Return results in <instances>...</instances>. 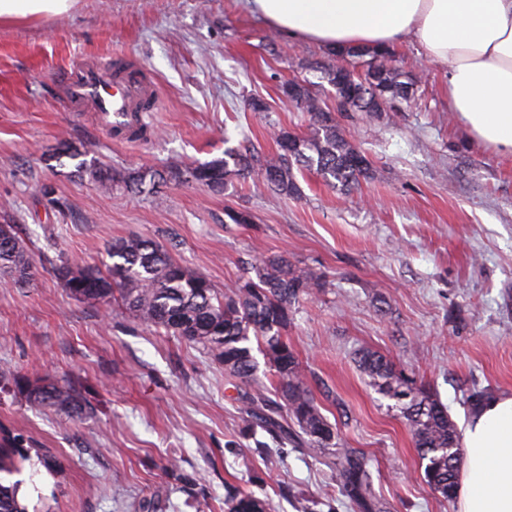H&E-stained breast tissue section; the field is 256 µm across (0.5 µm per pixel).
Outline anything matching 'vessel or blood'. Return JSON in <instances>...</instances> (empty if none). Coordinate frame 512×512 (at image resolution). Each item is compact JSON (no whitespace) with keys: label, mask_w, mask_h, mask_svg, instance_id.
<instances>
[{"label":"vessel or blood","mask_w":512,"mask_h":512,"mask_svg":"<svg viewBox=\"0 0 512 512\" xmlns=\"http://www.w3.org/2000/svg\"><path fill=\"white\" fill-rule=\"evenodd\" d=\"M58 92L70 111L92 113L102 130L126 142L147 129L159 98L156 81L143 69L82 54L65 66Z\"/></svg>","instance_id":"obj_1"}]
</instances>
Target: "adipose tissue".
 Returning a JSON list of instances; mask_svg holds the SVG:
<instances>
[{
  "instance_id": "ef3b65f1",
  "label": "adipose tissue",
  "mask_w": 512,
  "mask_h": 512,
  "mask_svg": "<svg viewBox=\"0 0 512 512\" xmlns=\"http://www.w3.org/2000/svg\"><path fill=\"white\" fill-rule=\"evenodd\" d=\"M289 37L333 50L409 41L448 69V108L471 142L512 157V0H243ZM75 0H0V22L59 16ZM458 512H512V395L462 421Z\"/></svg>"
}]
</instances>
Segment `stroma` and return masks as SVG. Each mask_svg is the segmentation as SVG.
<instances>
[{"label": "stroma", "mask_w": 512, "mask_h": 512, "mask_svg": "<svg viewBox=\"0 0 512 512\" xmlns=\"http://www.w3.org/2000/svg\"><path fill=\"white\" fill-rule=\"evenodd\" d=\"M123 54L158 83L150 138L112 140L55 99L74 55ZM414 80L390 112H348L347 138L371 171L343 192L313 173L283 197L236 180L222 193L170 182L145 195L105 192L55 159L61 141L111 170L208 162L242 144L277 154L274 131L311 130L282 87L313 84L330 50L300 43L240 0H77L57 17L0 23V224H16L35 279L0 282V433L23 437L66 467L19 475L36 512H226L232 496L268 512H356L335 471L280 443L250 416L254 390L202 347L135 319L118 302L75 298L59 258L106 268L107 246L132 235L168 246L217 291L246 264L284 255L322 273L285 331L337 442L362 452L390 512H457L423 479L414 440L356 363L370 350L430 389L455 422L475 391L512 394V160L470 144L448 110L443 66L411 42L393 46ZM265 111H252L250 99ZM50 188L62 208L47 206ZM247 210V225L226 210ZM58 381L86 411L55 415L15 391L18 379Z\"/></svg>", "instance_id": "stroma-1"}]
</instances>
